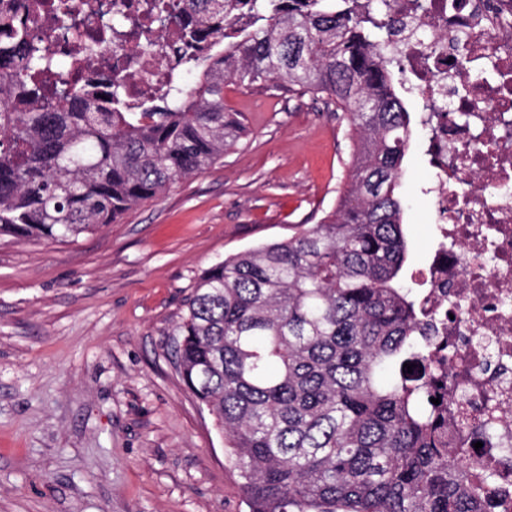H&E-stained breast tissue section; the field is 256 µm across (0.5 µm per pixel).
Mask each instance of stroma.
I'll use <instances>...</instances> for the list:
<instances>
[{"instance_id":"35a3bbf8","label":"stroma","mask_w":512,"mask_h":512,"mask_svg":"<svg viewBox=\"0 0 512 512\" xmlns=\"http://www.w3.org/2000/svg\"><path fill=\"white\" fill-rule=\"evenodd\" d=\"M402 163L416 287L434 206L418 97ZM240 141L96 233L0 236V512H248L227 443L174 364L172 332L200 274L317 223L351 140L322 98L224 88Z\"/></svg>"}]
</instances>
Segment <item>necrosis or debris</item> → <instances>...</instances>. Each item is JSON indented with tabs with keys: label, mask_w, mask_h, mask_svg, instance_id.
Returning <instances> with one entry per match:
<instances>
[{
	"label": "necrosis or debris",
	"mask_w": 512,
	"mask_h": 512,
	"mask_svg": "<svg viewBox=\"0 0 512 512\" xmlns=\"http://www.w3.org/2000/svg\"><path fill=\"white\" fill-rule=\"evenodd\" d=\"M394 55L403 85L423 101L434 170L436 244L422 273L421 300L432 335L448 339V442L462 459L499 471L512 502V0H389ZM75 12L57 54L76 75L107 86L127 79L130 99L152 95L168 70L161 56L136 50L147 26L145 0H94ZM123 14V37L107 32ZM107 43L93 66L87 43ZM492 439L475 448L469 428Z\"/></svg>",
	"instance_id": "necrosis-or-debris-1"
}]
</instances>
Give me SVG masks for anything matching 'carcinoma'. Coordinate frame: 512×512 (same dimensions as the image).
<instances>
[{
	"instance_id": "cac0c4a2",
	"label": "carcinoma",
	"mask_w": 512,
	"mask_h": 512,
	"mask_svg": "<svg viewBox=\"0 0 512 512\" xmlns=\"http://www.w3.org/2000/svg\"><path fill=\"white\" fill-rule=\"evenodd\" d=\"M182 2L195 25L169 54L195 80L132 104L119 80L103 96L73 79L35 20L0 12V236L76 238L214 165L243 134L228 84L326 97L352 130L336 206L200 276L178 371L227 439L248 512H486L499 475L448 448L447 359L402 284L413 90L389 69L388 0L361 14L356 0ZM51 8L69 29L74 0ZM148 8L168 21L174 4Z\"/></svg>"
}]
</instances>
